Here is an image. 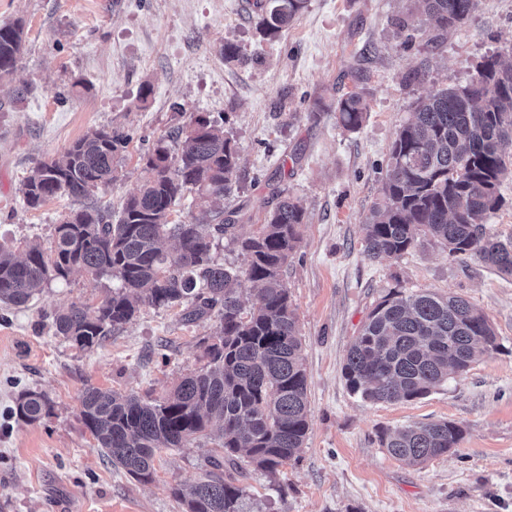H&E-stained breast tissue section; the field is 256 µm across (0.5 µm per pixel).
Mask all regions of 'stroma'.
I'll return each mask as SVG.
<instances>
[{"label":"stroma","instance_id":"35a3bbf8","mask_svg":"<svg viewBox=\"0 0 512 512\" xmlns=\"http://www.w3.org/2000/svg\"><path fill=\"white\" fill-rule=\"evenodd\" d=\"M256 14V0H0V26L23 21L26 35L13 81L0 85V244L51 249L72 202L27 208L22 183L89 130L128 139L116 180L94 196L117 213L151 178L143 157L160 138L197 117L218 121L240 151L224 200L246 214L239 236L259 231L274 189L306 213L283 279L303 343L308 438L279 472L248 470L244 512H512V279L423 236L402 256L369 260L361 226L417 101L472 81L487 56L512 61V0H480L445 31L414 0H308L275 37ZM225 42L242 62L224 60ZM352 90L369 112L348 131L336 101ZM112 287L75 271L26 305L0 304V512H181L173 487L203 474L206 440L161 451L141 483L112 468L82 421L91 387L164 398L204 366L201 342L213 332L179 308L144 305L93 348L55 335V312L96 307ZM393 290L466 299L488 316L500 350L419 399L353 394L342 375L349 345ZM23 390L49 399L40 422L13 415ZM439 420L463 430L441 457L409 465L382 444L391 430Z\"/></svg>","mask_w":512,"mask_h":512}]
</instances>
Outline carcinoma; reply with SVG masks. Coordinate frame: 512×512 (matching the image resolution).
<instances>
[{
  "label": "carcinoma",
  "instance_id": "1",
  "mask_svg": "<svg viewBox=\"0 0 512 512\" xmlns=\"http://www.w3.org/2000/svg\"><path fill=\"white\" fill-rule=\"evenodd\" d=\"M306 0H261L257 25L275 36L305 8ZM441 29L467 19L478 0H419ZM25 45V26H0V82L10 79ZM369 106L358 92L336 103V120L361 127ZM176 153L160 141L147 154L151 179L129 196L117 223L87 203L115 180L113 161L124 140L98 129L72 143L58 158L37 162L23 182L27 207L67 196L81 203L55 227L50 251L37 244L16 255L0 245V302H29L45 284L74 270L119 282L91 310L76 304L53 318L54 334L92 348L130 322L138 306L183 307L188 322H213L205 339L207 363L184 377L160 401L97 388L81 399V417L112 466L140 482L152 479L156 454L188 448L215 428L222 459L174 495L185 512H241L244 489L237 475L247 463L274 473L297 457L308 437L307 373L298 318L282 271L300 239L305 211L300 201L274 191L259 233L236 235L239 209L217 210L212 224H173V206L189 191L203 207L231 195L240 153L222 127L205 118L177 128ZM512 144V63L492 55L466 85H447L420 99L413 119L400 124L391 144L379 195L362 220L371 260L406 253L421 231L452 257L476 256L512 278V241L492 235L489 214L503 205L501 180L512 174L505 147ZM176 246L162 248L165 238ZM245 257L237 270L215 261L220 240ZM255 304L245 310L241 294ZM499 348L488 316L457 296L393 291L374 306L352 342L342 367L349 390L373 402L412 400L461 374L481 355ZM48 398L18 393L15 414L34 424L48 413ZM462 436L450 421L417 423L390 432V455L421 465L448 453Z\"/></svg>",
  "mask_w": 512,
  "mask_h": 512
}]
</instances>
